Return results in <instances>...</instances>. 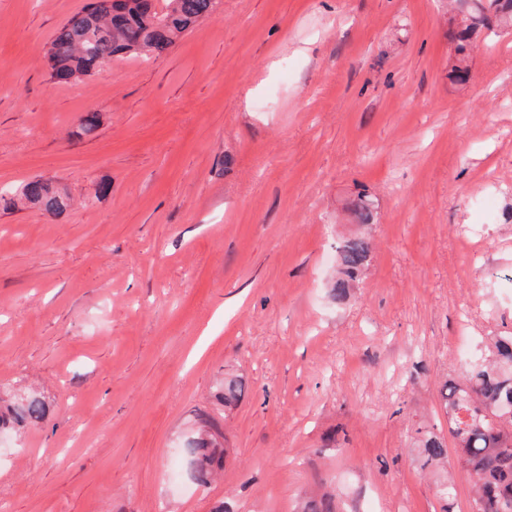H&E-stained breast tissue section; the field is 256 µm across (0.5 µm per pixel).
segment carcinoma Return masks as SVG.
Returning a JSON list of instances; mask_svg holds the SVG:
<instances>
[{
	"label": "carcinoma",
	"instance_id": "obj_1",
	"mask_svg": "<svg viewBox=\"0 0 512 512\" xmlns=\"http://www.w3.org/2000/svg\"><path fill=\"white\" fill-rule=\"evenodd\" d=\"M217 0H86L82 9L55 32L48 49L51 76L70 82L91 75L114 59L128 55L151 56L168 50L176 37L211 16ZM466 21L453 32L456 51L468 54L473 34L502 23L512 25V0H454ZM28 202L45 211L61 213L69 197L41 178L22 190ZM363 237L344 240L338 247L339 277L333 284L335 299L347 298L361 276L370 253ZM444 410L448 415L455 453L468 472L474 504L483 512H512V334L496 336L488 355L469 362L462 379L445 384ZM46 404L39 398L23 399L0 409V430L39 423ZM211 425L202 421V433L184 451L195 463L200 485L224 469V449ZM418 460L424 470L448 461L444 436L426 428L418 431ZM303 512H336L335 498L326 493L308 500Z\"/></svg>",
	"mask_w": 512,
	"mask_h": 512
}]
</instances>
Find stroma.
I'll use <instances>...</instances> for the list:
<instances>
[{
	"mask_svg": "<svg viewBox=\"0 0 512 512\" xmlns=\"http://www.w3.org/2000/svg\"><path fill=\"white\" fill-rule=\"evenodd\" d=\"M84 3L0 0V397L49 407L0 432V512H299L326 491L337 512H473L414 442L512 332V29L463 57L449 0H218L168 51L59 83L47 49ZM36 176L65 212L22 201ZM353 236L370 258L338 302ZM205 418L224 469L201 486L183 449Z\"/></svg>",
	"mask_w": 512,
	"mask_h": 512,
	"instance_id": "35a3bbf8",
	"label": "stroma"
}]
</instances>
